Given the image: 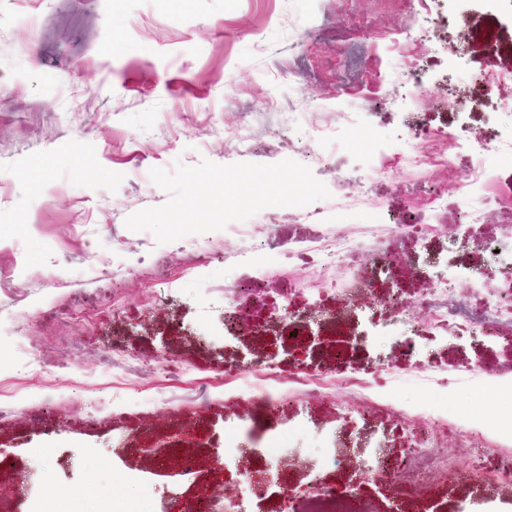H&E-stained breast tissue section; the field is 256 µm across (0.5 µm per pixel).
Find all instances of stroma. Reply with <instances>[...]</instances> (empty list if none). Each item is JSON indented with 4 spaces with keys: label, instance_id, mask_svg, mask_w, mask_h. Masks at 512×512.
I'll return each instance as SVG.
<instances>
[{
    "label": "stroma",
    "instance_id": "1",
    "mask_svg": "<svg viewBox=\"0 0 512 512\" xmlns=\"http://www.w3.org/2000/svg\"><path fill=\"white\" fill-rule=\"evenodd\" d=\"M420 10L419 0H0V278L19 288L16 298L0 299V348L8 354L0 394L22 409L0 429V454L13 461L0 472L1 486L20 493L39 477L51 512H152L151 494L124 481L128 472H153L156 489L167 485L149 447L185 424L201 425L197 464L206 471L224 448L225 423L245 418L255 450L225 466L228 490L240 487L245 470L269 478L275 456L301 489L321 471L324 454L360 462L379 448L389 461L404 459L405 471L383 473L365 490V512H388L396 501L415 512L420 492L441 512L512 503V413L490 375L512 364V332L445 339L421 320L405 337L375 342L365 334L393 323L397 299L428 292L430 264H463L496 284L488 246L512 225V165L494 169L483 191L487 218L467 231L452 219L460 206L453 197L449 219L436 229L399 231L428 184L399 165L373 179L371 195L396 226L379 251L398 260L397 275L380 276L374 254L358 253L355 272L375 282L374 292L353 299L325 292L315 314L301 295L312 270L288 252L316 227L287 208L251 218L276 247L259 255L258 272L225 257L223 231L200 234L208 251L201 260L125 225L132 213L169 199L150 169L172 172L204 159L282 161L300 112L327 122L340 112L357 115L340 139L306 141L327 160L313 169L323 182L335 172L364 171L367 144L384 139L399 150L418 121L434 130L463 127L495 144L498 99L474 74L512 67V0H436L438 50L422 73L430 98L417 107L395 101L384 75L400 70L398 42L416 36ZM450 46L457 60L449 59ZM244 116L255 141L237 152L224 128ZM120 262L132 265L131 278L113 276ZM239 279L253 285L232 295L234 306L264 316L255 332L227 343L222 318L202 322L198 298L201 288L219 294ZM293 328L319 375L335 381L364 369L373 389L403 404L443 397L449 422L481 414L478 434L448 459L449 468L471 470L473 478L431 475L417 490V419L385 406L349 414L350 393L296 396L268 412L218 388L228 368L271 365L288 374L296 366L288 354ZM32 336L48 343L53 383H29L15 370L17 347ZM322 341L335 343L336 355L319 349ZM116 359L131 368L121 381L112 376ZM163 361L182 368L179 380L156 371ZM466 370L475 372L473 383L442 385V377ZM422 377L438 380L435 394L419 388ZM202 382L214 384L212 397L193 401ZM74 398L104 402L99 420L89 422L71 406ZM48 402L55 411L34 430L24 410ZM275 436L289 438L287 454L269 447ZM116 437L123 441L119 468L112 464ZM104 485L119 487L120 496L101 498Z\"/></svg>",
    "mask_w": 512,
    "mask_h": 512
}]
</instances>
